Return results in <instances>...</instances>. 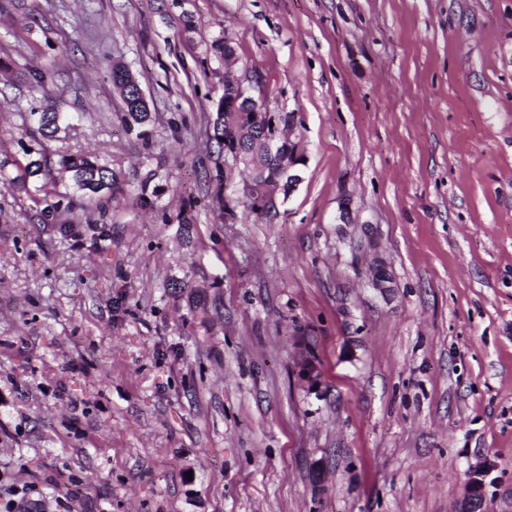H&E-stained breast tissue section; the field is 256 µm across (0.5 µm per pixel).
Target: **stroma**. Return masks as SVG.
Wrapping results in <instances>:
<instances>
[{"mask_svg": "<svg viewBox=\"0 0 512 512\" xmlns=\"http://www.w3.org/2000/svg\"><path fill=\"white\" fill-rule=\"evenodd\" d=\"M224 34L304 156L232 223L246 173L209 180ZM45 68L74 115L49 150L121 182L70 236L0 183V506L455 512L487 460L482 512H512V0H0L12 175ZM126 112L123 121L128 131H136V136L145 142L149 138V126L152 122L146 100L142 96H123Z\"/></svg>", "mask_w": 512, "mask_h": 512, "instance_id": "1", "label": "stroma"}]
</instances>
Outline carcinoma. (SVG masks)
Segmentation results:
<instances>
[{
	"instance_id": "cac0c4a2",
	"label": "carcinoma",
	"mask_w": 512,
	"mask_h": 512,
	"mask_svg": "<svg viewBox=\"0 0 512 512\" xmlns=\"http://www.w3.org/2000/svg\"><path fill=\"white\" fill-rule=\"evenodd\" d=\"M52 80L50 70L36 71L31 75V88L42 94L44 105L29 113L32 122L25 124L22 136L34 141L39 139L52 140L56 135L69 128L72 116L67 112L58 111L50 101L49 81ZM126 112L123 121L130 132L144 141L149 138V126L152 122L151 112L148 111L146 100L141 96L124 98ZM211 140L215 142L218 151H224V141H238L239 152L252 161L255 178L269 185L277 179V170L285 158L283 154L269 156L255 143V139L264 133L262 126L256 122L251 98L246 96L238 102V111H224V99H219L215 115L208 120ZM28 156L21 173L12 177L0 169V181L11 184L16 190L26 193L34 190L44 193L46 210H52L64 215L60 231L67 233L73 230L79 216L76 213L77 203L74 197L56 190L52 177L53 164L46 148L39 149L27 146L24 148ZM58 166L70 174L74 187L83 195L92 197L112 193L118 188V174L106 160L98 156L77 151L63 154L58 160ZM156 172L150 170L141 180L137 201L142 207H152L153 197L158 195V188L151 186Z\"/></svg>"
}]
</instances>
